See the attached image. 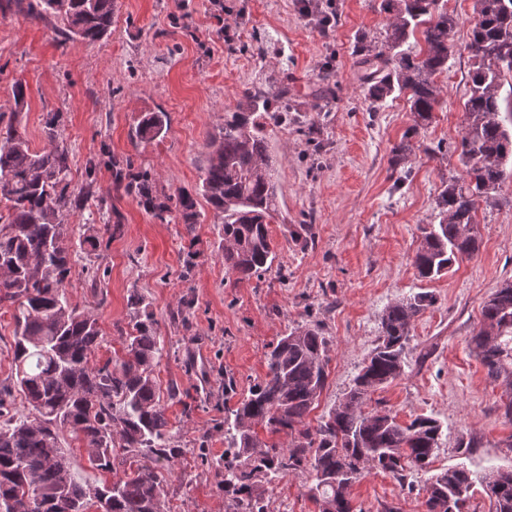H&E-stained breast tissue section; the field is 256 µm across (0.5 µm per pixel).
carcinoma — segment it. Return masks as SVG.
I'll return each instance as SVG.
<instances>
[{
	"mask_svg": "<svg viewBox=\"0 0 512 512\" xmlns=\"http://www.w3.org/2000/svg\"><path fill=\"white\" fill-rule=\"evenodd\" d=\"M27 14L60 22L61 43H94L112 27L114 0H15ZM389 14L381 46L356 47L361 81L371 104L398 93L409 96L416 124L430 121L448 72L450 35L457 19L440 0H381ZM425 48L406 47L416 32ZM467 49L466 125L454 152L464 176L452 178L438 197L436 223L422 229L413 258L418 277L434 280L480 248L476 212L483 203L512 208L501 196L512 182V0H474ZM288 90L274 96L246 91L237 110L208 135L200 193L223 224L224 265L241 280L272 268L276 258L269 224L277 212L276 173L265 129L288 125ZM165 112L143 116L136 136L151 141L167 127ZM407 132L392 150L395 169L413 150ZM49 146L35 150L25 131L0 127V307H14L12 383L0 384V512H161L165 473L183 449L172 446V426L162 405L155 368L161 336L144 299L131 295L135 316L122 354L91 363L103 333L98 318L72 306L64 283L70 246L61 208L79 206L90 189L68 195V151L46 127ZM116 189L164 221L174 213L195 223L191 205L159 193L146 169L112 161ZM435 303L428 292L389 305L381 336L349 390L315 427L305 420L326 386L328 340L319 328L300 325L266 354L265 378L224 411L228 448L216 460L228 512H265L261 484L299 468L308 470L319 512H353L349 489L366 472L380 469L397 481L428 471L438 449L440 425L418 416L399 423L389 411H367L370 395L404 373L412 324ZM483 326L471 345L487 375L512 386V283L485 301ZM18 392L28 413L12 412ZM292 437L287 448L259 439L256 427ZM79 439L90 465L113 476L100 485L72 471L63 434ZM494 512H512V468L472 477L457 467L429 476L425 512H463L475 481Z\"/></svg>",
	"mask_w": 512,
	"mask_h": 512,
	"instance_id": "cac0c4a2",
	"label": "carcinoma"
}]
</instances>
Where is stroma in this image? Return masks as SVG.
<instances>
[{
    "mask_svg": "<svg viewBox=\"0 0 512 512\" xmlns=\"http://www.w3.org/2000/svg\"><path fill=\"white\" fill-rule=\"evenodd\" d=\"M305 0H116L110 34L101 41L60 44L54 24L0 10V122L20 121L33 149L46 146V124L57 120L74 183L94 179V195L70 209L71 305L91 312L104 333L94 359L121 350L132 317L130 291L152 312L163 351L156 370L161 391L179 387L188 404L166 401L183 455L166 476L162 512H226L212 465L226 444L224 380L238 394L260 382L265 354L289 329L313 322L328 340L327 384L309 425L341 400L381 334L385 308L418 292L434 306L411 331L404 374L376 390L367 410H387L406 424L437 419L438 472L464 467L475 474L512 466V421L503 405L512 390L493 381L470 340L481 309L512 280V209L480 205L478 253L439 279H419L412 258L421 229L435 220L449 178L462 174L452 146L464 126L468 42L473 0L448 11L458 25L455 53L430 123L415 128L407 96L372 108L352 52L357 34L381 41L387 15L381 0H333L334 20L322 30ZM25 84L23 109L13 99ZM287 82L295 113L288 127L267 129L277 172L271 270L238 280L224 265L222 227L199 195L207 136L224 124L244 91L275 92ZM167 113L163 137L136 138L145 113ZM315 126L316 139L304 135ZM416 129L404 167L391 150ZM152 170L158 192L193 200L196 222L161 221L133 197L115 190L99 160L102 151ZM312 225L308 246L286 233ZM99 248H92L91 240ZM193 260L185 269V260ZM206 450H199L200 436ZM426 473L400 485L382 471L350 489L356 512H424ZM307 471L290 472L261 490L266 512H316Z\"/></svg>",
    "mask_w": 512,
    "mask_h": 512,
    "instance_id": "stroma-1",
    "label": "stroma"
}]
</instances>
